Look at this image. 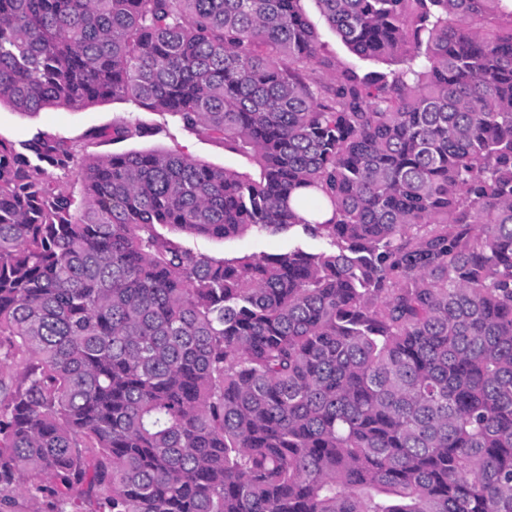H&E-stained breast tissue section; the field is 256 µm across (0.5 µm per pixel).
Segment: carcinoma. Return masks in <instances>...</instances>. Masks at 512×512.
Here are the masks:
<instances>
[{"instance_id":"carcinoma-1","label":"carcinoma","mask_w":512,"mask_h":512,"mask_svg":"<svg viewBox=\"0 0 512 512\" xmlns=\"http://www.w3.org/2000/svg\"><path fill=\"white\" fill-rule=\"evenodd\" d=\"M300 2L0 0V104L126 100L258 167L0 139L1 506L512 512V0H316L403 62L368 72ZM302 6L306 15L318 31L323 56L331 59L335 64L337 62L344 66H353L364 72L381 70L388 67L387 64L374 60L360 59L353 55L340 39L336 37L335 33L324 24L314 1H303ZM157 229L166 237L175 238L184 245L217 260L244 255L260 258L280 253L292 244H299L306 250L314 252L328 247L324 240L313 239L304 235L299 227L281 234L253 232L229 241L196 237L180 232L171 233L168 228L161 226Z\"/></svg>"}]
</instances>
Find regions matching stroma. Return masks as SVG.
Instances as JSON below:
<instances>
[{"mask_svg":"<svg viewBox=\"0 0 512 512\" xmlns=\"http://www.w3.org/2000/svg\"><path fill=\"white\" fill-rule=\"evenodd\" d=\"M302 6L318 31L323 56L363 71L380 69V62L358 58L345 47L324 24L314 0H303ZM133 115L139 119L143 128L142 134L119 141L108 138L109 130L125 125ZM39 132L72 141L78 151L77 158L81 161L131 150L178 149L202 164L231 167L241 172L251 169L250 164L225 150L222 142L175 126L168 113L138 109L125 100L101 102L81 110L48 108L33 116L15 112L6 105L0 106V138L19 145ZM177 239L217 260L244 255L260 258L280 253L292 244L301 245L314 252L326 247L324 240L310 238L298 228L281 234L253 232L229 241L184 233L178 234Z\"/></svg>","mask_w":512,"mask_h":512,"instance_id":"1","label":"stroma"}]
</instances>
